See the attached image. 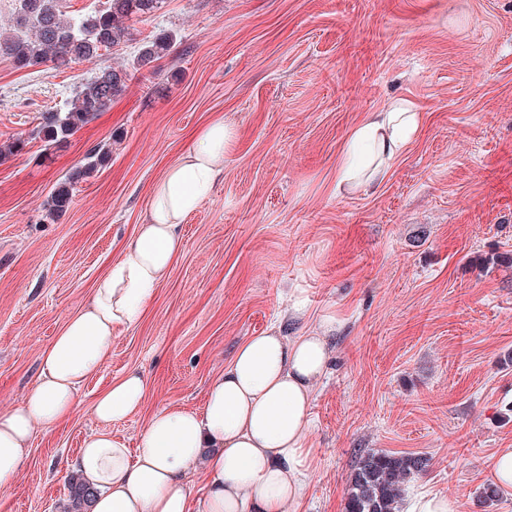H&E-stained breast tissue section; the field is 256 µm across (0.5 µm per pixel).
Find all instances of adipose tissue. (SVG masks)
<instances>
[{
    "mask_svg": "<svg viewBox=\"0 0 512 512\" xmlns=\"http://www.w3.org/2000/svg\"><path fill=\"white\" fill-rule=\"evenodd\" d=\"M420 126V112L402 98L370 113L346 140L338 185L383 182ZM231 137L223 116H215L166 168L143 224L85 306L42 351L24 404L0 412L1 489L16 478L34 429L52 430L73 414L79 386L110 355L113 331L141 319L182 249L180 224L224 177ZM329 360L325 336L288 338L270 328L237 347L201 410L155 413L134 452L109 429L137 413L146 398L143 374L128 372L95 401L101 428L84 440L75 461L95 491L91 512H192L185 473L198 461L207 474L199 512H284L301 502L313 470L307 442L313 388Z\"/></svg>",
    "mask_w": 512,
    "mask_h": 512,
    "instance_id": "obj_1",
    "label": "adipose tissue"
}]
</instances>
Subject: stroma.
Instances as JSON below:
<instances>
[{
    "label": "stroma",
    "mask_w": 512,
    "mask_h": 512,
    "mask_svg": "<svg viewBox=\"0 0 512 512\" xmlns=\"http://www.w3.org/2000/svg\"><path fill=\"white\" fill-rule=\"evenodd\" d=\"M168 34L174 54L134 66ZM130 79L67 142L33 136L99 70ZM422 115L374 189L336 188L349 133L388 99ZM233 140L224 178L181 226L183 248L142 319L79 388L74 414L35 431L0 512H66L71 462L97 396L129 370L149 386L113 424L136 446L167 407L202 409L235 348L279 324L329 338L314 388L315 465L285 512H344L360 454L415 452L405 486L478 506L489 465L512 448V0H164L130 40L57 72L0 58V411L23 404L39 355L88 301L143 222L152 188L214 115ZM111 154L54 190L95 146ZM109 155V151L104 148L94 149L90 151L84 158L85 163L76 170L71 177L61 183L56 189L54 196H52V209L51 211H62L69 204L72 197V190L74 185L85 177H89L93 174L99 166L106 160Z\"/></svg>",
    "instance_id": "stroma-1"
}]
</instances>
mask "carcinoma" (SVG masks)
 <instances>
[{"label": "carcinoma", "instance_id": "carcinoma-1", "mask_svg": "<svg viewBox=\"0 0 512 512\" xmlns=\"http://www.w3.org/2000/svg\"><path fill=\"white\" fill-rule=\"evenodd\" d=\"M16 26L7 35L0 33V56L17 69L45 65L65 69L89 62L130 35L125 22L148 17L159 10L163 0H105L100 9L77 17H66L60 0H16ZM176 42L171 35L143 43L136 58L141 68L173 54ZM129 73L109 67L75 92L60 112H42L33 130L47 145L64 143L84 125L106 111L125 92ZM109 151L94 149L85 163L61 183L52 196V207L62 211L69 204L74 185L93 174ZM429 458L420 453L368 452L357 461L345 497V512H398L403 487L409 479L427 470ZM95 491L77 477L70 481L68 512H86Z\"/></svg>", "mask_w": 512, "mask_h": 512}]
</instances>
